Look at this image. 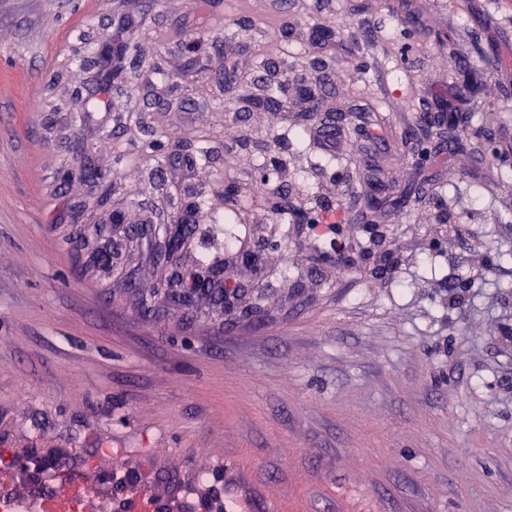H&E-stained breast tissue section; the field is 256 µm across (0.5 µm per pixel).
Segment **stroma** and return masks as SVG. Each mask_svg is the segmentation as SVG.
<instances>
[{"label":"stroma","mask_w":512,"mask_h":512,"mask_svg":"<svg viewBox=\"0 0 512 512\" xmlns=\"http://www.w3.org/2000/svg\"><path fill=\"white\" fill-rule=\"evenodd\" d=\"M130 14L150 18L144 58L169 74L132 76L163 102L139 118L151 137L76 103L31 107L34 87L52 97L79 71L69 28L129 39ZM284 19L330 36L281 57ZM188 35L231 50L186 71ZM452 71L475 81L449 90ZM297 80L373 108V125L337 127L330 154L317 130L294 138L290 113L248 108ZM511 91L512 0H0V459L76 455L161 501L225 475L279 512H512ZM463 101L476 134L420 162V116ZM182 143L209 148V167L173 163ZM79 148L126 187L112 207L127 225L198 204L193 255L254 286L232 314L142 315L149 240L113 237L114 271L75 245L90 226L72 207L99 192L64 177ZM262 163L313 218L374 187L371 224L342 227L353 263L272 218ZM417 185L430 196L394 205Z\"/></svg>","instance_id":"stroma-1"}]
</instances>
